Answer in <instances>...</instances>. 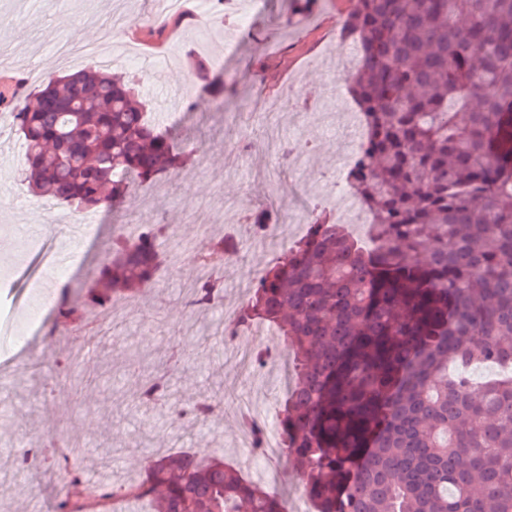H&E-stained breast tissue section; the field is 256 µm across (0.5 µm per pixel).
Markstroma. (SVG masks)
<instances>
[{"instance_id": "obj_1", "label": "stroma", "mask_w": 512, "mask_h": 512, "mask_svg": "<svg viewBox=\"0 0 512 512\" xmlns=\"http://www.w3.org/2000/svg\"><path fill=\"white\" fill-rule=\"evenodd\" d=\"M350 5V0H322L317 11L303 15L291 13L285 0H247L242 9L250 23L230 45L220 15L200 24L187 20L160 32L138 27V19L151 15L148 0H35L34 11L23 14L16 11L15 0H0V85L16 83L31 66L39 70L33 80L37 86L49 76L76 70V62L59 57L56 48L71 42L73 30L88 27L92 35L86 47L116 56L112 74L136 79L156 120L167 121L169 113L181 111L182 95L193 94L196 106L185 116L182 130L199 148L192 164L137 191L105 218L100 236L86 247L84 263L70 276L77 289L94 281L108 254L113 226L150 223L158 208L172 215L181 244L163 253L155 290L128 312L111 368L97 379L96 392L79 404L75 392L83 386L80 365L95 360L96 349L83 342L82 329L53 331L54 312L37 309L30 284L42 280L56 289L49 260L66 237V225L81 215L59 207L50 216L30 204L18 178L20 142L13 136L0 143V317L19 319L32 311L40 316L27 350L13 360L14 393L0 399V512H21L29 500L37 512H45L49 498L63 493L65 472L45 457L49 435L60 445L82 442L85 457L79 471L92 484L119 486L141 473L146 456L199 449L223 455L245 478H261L263 485L275 478L291 482L283 455L243 462L238 452L241 438L230 429L240 403L262 400L260 416L267 419L284 397L275 383L255 392L256 376L229 364L228 345L216 332L225 310H238L247 292L225 289L222 309L192 313L183 305V284L191 274L192 250L214 235L223 236L235 253L228 272L233 281L253 276L278 256V249L255 236L250 226L203 223L199 216L216 209L223 196L243 199L253 211L267 197L284 202L296 191L298 179L259 146L264 102L298 90L301 108L314 110L346 94L326 59L334 53ZM201 59L220 61L225 83L240 81L245 93L227 105L195 92L191 71ZM242 136L256 147L239 159L235 170H228L226 146ZM174 334L181 336L185 353L170 373V402L189 411L197 401L223 394V424H203L189 414L173 420L162 405L131 410V400L154 361L172 355ZM106 427L123 450L113 454L110 466L101 467L98 437ZM26 454L42 457V464L23 463Z\"/></svg>"}]
</instances>
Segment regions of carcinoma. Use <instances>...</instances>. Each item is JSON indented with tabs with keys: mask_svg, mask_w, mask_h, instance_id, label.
Segmentation results:
<instances>
[{
	"mask_svg": "<svg viewBox=\"0 0 512 512\" xmlns=\"http://www.w3.org/2000/svg\"><path fill=\"white\" fill-rule=\"evenodd\" d=\"M342 35L359 49L346 80L368 133L348 186L376 245L311 213L307 234L255 273L224 339L258 322L283 338L294 383L274 426L315 512H512V375L470 378L479 364L512 366V0H351ZM194 81L237 95L204 60ZM7 101L20 182L78 212L119 207L194 153L97 63L20 99L3 86ZM250 223L271 240L282 214ZM166 230L113 233L96 285L78 298L70 281L57 286L53 329L147 296ZM232 258L222 236L197 256L214 270ZM223 302L224 280L210 277L188 306ZM167 380L150 375L139 401L164 399ZM192 415L222 419L223 398ZM243 424L263 454L267 427ZM123 494L150 512H288L205 451L147 458ZM115 495L91 496L70 472L53 512H109Z\"/></svg>",
	"mask_w": 512,
	"mask_h": 512,
	"instance_id": "1",
	"label": "carcinoma"
}]
</instances>
